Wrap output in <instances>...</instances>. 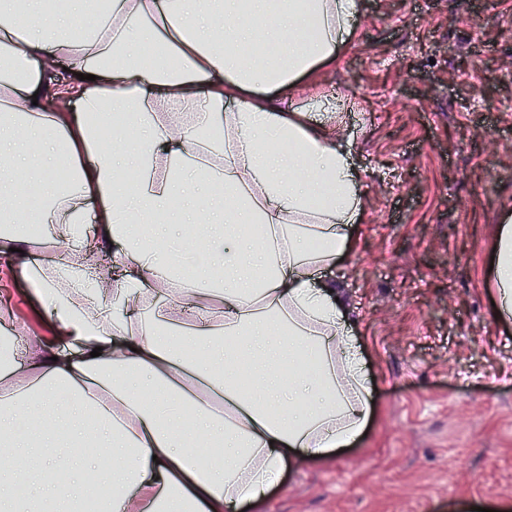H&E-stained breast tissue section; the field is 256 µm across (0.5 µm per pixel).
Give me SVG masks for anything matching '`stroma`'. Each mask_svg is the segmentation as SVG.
Wrapping results in <instances>:
<instances>
[{
	"label": "stroma",
	"instance_id": "1",
	"mask_svg": "<svg viewBox=\"0 0 512 512\" xmlns=\"http://www.w3.org/2000/svg\"><path fill=\"white\" fill-rule=\"evenodd\" d=\"M310 91L363 173L336 286L375 391L364 437L286 470L263 512L512 504V323L485 266L512 208V0H363Z\"/></svg>",
	"mask_w": 512,
	"mask_h": 512
}]
</instances>
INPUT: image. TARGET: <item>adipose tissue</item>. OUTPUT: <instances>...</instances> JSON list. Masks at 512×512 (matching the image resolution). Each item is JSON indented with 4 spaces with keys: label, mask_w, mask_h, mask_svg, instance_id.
Returning <instances> with one entry per match:
<instances>
[{
    "label": "adipose tissue",
    "mask_w": 512,
    "mask_h": 512,
    "mask_svg": "<svg viewBox=\"0 0 512 512\" xmlns=\"http://www.w3.org/2000/svg\"><path fill=\"white\" fill-rule=\"evenodd\" d=\"M362 7L0 8V222L19 227L0 233V271L36 284L49 333L26 365L0 362V512L258 510L286 467L364 433L363 358L322 278L362 221V175L340 127L315 119L323 101L294 105ZM261 39L276 50L254 51ZM35 236L55 262L35 260ZM107 247L108 274L95 269ZM491 254L506 322L511 211ZM102 441L99 482L76 485V449ZM200 448L222 464L188 463Z\"/></svg>",
    "instance_id": "1"
}]
</instances>
